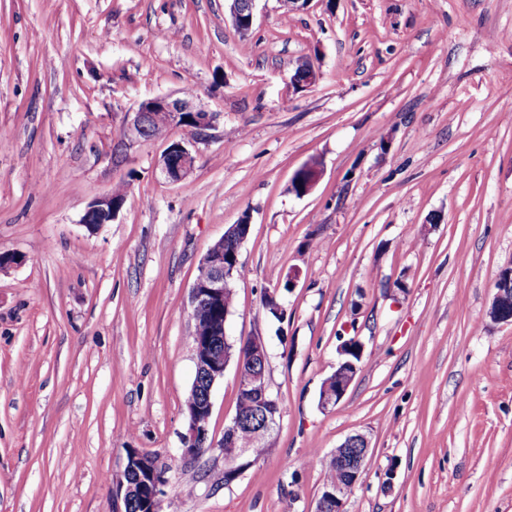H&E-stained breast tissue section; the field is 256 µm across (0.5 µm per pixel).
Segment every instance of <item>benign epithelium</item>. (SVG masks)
Instances as JSON below:
<instances>
[{
    "label": "benign epithelium",
    "instance_id": "1",
    "mask_svg": "<svg viewBox=\"0 0 512 512\" xmlns=\"http://www.w3.org/2000/svg\"><path fill=\"white\" fill-rule=\"evenodd\" d=\"M232 22L241 38L246 39L252 29L257 0H227ZM317 71L313 63L305 58L298 60L290 79L294 89L305 90L316 82ZM189 112L192 115V126L189 128L190 139L175 142L165 149L158 161L160 174L169 183H178L187 178L193 170L195 155L192 146L206 141L211 137V130L216 128L217 117L196 103L195 96L158 95L146 98L138 103L135 109L126 114L121 129L120 139L114 151L128 149L136 143L150 139L149 126L152 123L168 124L172 117ZM300 171L304 173L305 183L300 194L308 193L321 175L320 166L312 161L304 164ZM122 209V203L112 200V193L107 192L94 199L85 209L81 223L89 225L93 218H98L102 224L112 222ZM247 235L237 237V243L232 254L224 255L220 248H210L203 256L200 264L207 267V278L193 284L190 291V306L195 309L202 304L218 305L224 301V288L234 277V272L240 264V249ZM489 318L497 323L512 324V264L503 267L495 281V294L488 311ZM224 348L215 347L196 350L195 363L198 371L207 372L209 381L206 392V402L203 406L191 407L188 413V429L183 436V457L194 458L198 455L199 442L208 437V423L212 413V390L216 382L224 378V371L231 362L230 348L233 343L228 336H223ZM251 354L263 369L256 372L245 370L243 361L236 363L238 385L252 390L263 406L275 408L278 403L273 398L266 377L264 365L267 363V349L263 337L249 338ZM358 374V368L352 363H340L336 370L323 382L319 406L325 410L335 406L347 393L350 385ZM340 460L343 472L349 479L336 483L332 491L326 493V498L318 499L316 512H323L327 499H333L337 504H344L346 496L361 480L364 474V462L369 453L366 437L352 435L335 450ZM166 482L159 479L157 469L150 465L141 449H127V462L121 478L116 483V493L123 504L143 501L148 505V512H159V504L164 494Z\"/></svg>",
    "mask_w": 512,
    "mask_h": 512
}]
</instances>
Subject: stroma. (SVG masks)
I'll use <instances>...</instances> for the list:
<instances>
[{"label":"stroma","mask_w":512,"mask_h":512,"mask_svg":"<svg viewBox=\"0 0 512 512\" xmlns=\"http://www.w3.org/2000/svg\"><path fill=\"white\" fill-rule=\"evenodd\" d=\"M188 88L217 127L185 180L156 176L159 140L113 162L127 112ZM245 218L227 334L266 341L279 419L228 482L235 366L210 448L182 455L190 290ZM3 255L0 512H124L130 448L170 467L159 512H315L320 457L358 433L344 512H512V325L488 316L512 262V0H258L245 40L225 0H0ZM348 336L362 369L321 409ZM317 71L313 63L305 58L298 60L290 79L295 90H305L316 82ZM112 197L120 200L121 202L125 201L126 194L124 188L121 186L115 187L112 189V192H107L94 199L84 211L81 219L82 224H86L87 227H91L89 224H109L112 222L122 209L123 205L121 202H113ZM94 216H97L98 221H100L99 223L92 222ZM101 216H109V218L105 219Z\"/></svg>","instance_id":"obj_1"}]
</instances>
